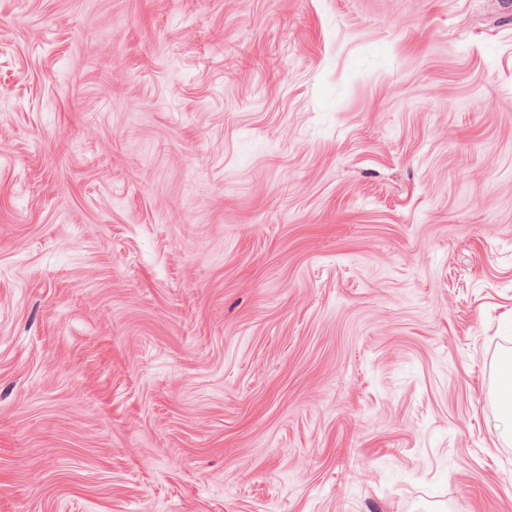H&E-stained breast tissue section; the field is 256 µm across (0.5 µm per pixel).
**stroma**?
I'll list each match as a JSON object with an SVG mask.
<instances>
[{
    "label": "stroma",
    "mask_w": 512,
    "mask_h": 512,
    "mask_svg": "<svg viewBox=\"0 0 512 512\" xmlns=\"http://www.w3.org/2000/svg\"><path fill=\"white\" fill-rule=\"evenodd\" d=\"M512 0H0V512H512Z\"/></svg>",
    "instance_id": "1"
}]
</instances>
